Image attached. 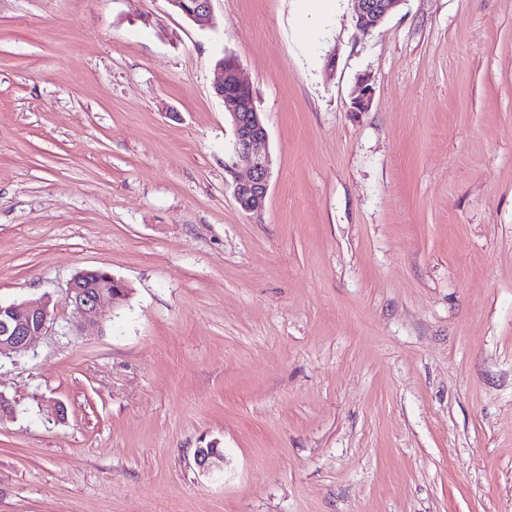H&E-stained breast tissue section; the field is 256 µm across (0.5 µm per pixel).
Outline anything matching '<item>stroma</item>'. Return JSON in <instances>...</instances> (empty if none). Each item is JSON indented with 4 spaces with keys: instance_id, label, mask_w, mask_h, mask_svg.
I'll list each match as a JSON object with an SVG mask.
<instances>
[{
    "instance_id": "obj_1",
    "label": "stroma",
    "mask_w": 512,
    "mask_h": 512,
    "mask_svg": "<svg viewBox=\"0 0 512 512\" xmlns=\"http://www.w3.org/2000/svg\"><path fill=\"white\" fill-rule=\"evenodd\" d=\"M312 8L0 0V303L54 314L0 358V512H512V0L368 34L338 0L313 45ZM230 53L258 213L224 168ZM83 269L130 294L76 327ZM167 2L174 10H180L188 20L201 28L210 27L213 24L212 0H194L191 8L185 4V2L191 4V1L167 0ZM220 74L214 86L215 94L224 102L233 130V150L231 162L224 167L232 178L233 195L240 208L248 213H257L265 205L269 191L272 160L259 147L265 143L267 130L248 96L236 98L235 95L224 93V63L216 64ZM248 99V100H247ZM235 158H246L248 166L245 170L238 169ZM351 95V111H368L374 95V89L369 78H361Z\"/></svg>"
}]
</instances>
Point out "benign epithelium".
<instances>
[{"instance_id":"7a95c632","label":"benign epithelium","mask_w":512,"mask_h":512,"mask_svg":"<svg viewBox=\"0 0 512 512\" xmlns=\"http://www.w3.org/2000/svg\"><path fill=\"white\" fill-rule=\"evenodd\" d=\"M168 4L194 24L205 28L213 24L212 0H193L187 7L185 0H167ZM358 27L368 33L380 25L384 18L401 0H352ZM229 67L235 85L242 92L250 91L249 82L243 77L240 65L233 56L226 62L216 64L220 74L214 86L215 94L224 102L227 116L233 130L234 161L224 164L232 178L233 195L240 208L248 213H257L265 205L269 191L272 160L267 153L259 150L265 143L267 130L253 103L243 96L237 98L224 92V67ZM374 89L370 80L360 79L351 97V111H368L373 100ZM245 158L248 166L239 170L235 159ZM103 281L93 287L87 284L86 272L76 273L67 283V297L72 307V318L79 324L100 317L104 301L117 304L121 294L127 291L123 280L108 272L101 273ZM54 318L49 309V301L39 298L9 305L0 304V357H14L25 354L33 341L44 335L53 325Z\"/></svg>"}]
</instances>
